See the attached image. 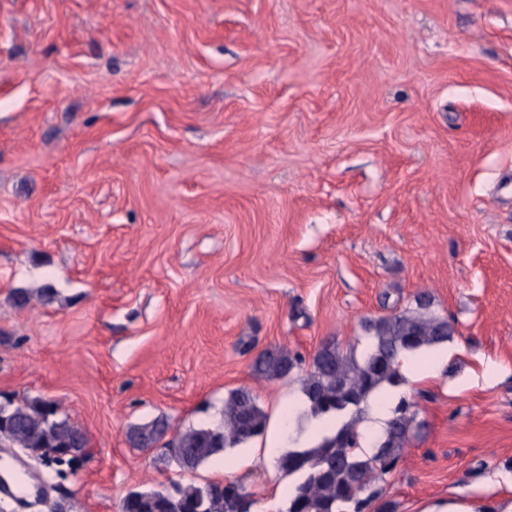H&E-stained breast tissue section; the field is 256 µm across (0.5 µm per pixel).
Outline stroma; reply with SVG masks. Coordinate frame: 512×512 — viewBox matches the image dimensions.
<instances>
[{
  "label": "stroma",
  "mask_w": 512,
  "mask_h": 512,
  "mask_svg": "<svg viewBox=\"0 0 512 512\" xmlns=\"http://www.w3.org/2000/svg\"><path fill=\"white\" fill-rule=\"evenodd\" d=\"M32 297L16 306L14 291ZM427 293L457 332L404 380L418 427L370 492L397 512L512 501V0H0V403L55 400L89 438L6 512H119L232 480L277 512L268 441L312 359ZM246 387L264 436L189 473L127 430L216 421ZM303 360L298 354L285 350H269L260 354L253 362L255 376L266 380H288L294 371L300 370Z\"/></svg>",
  "instance_id": "35a3bbf8"
}]
</instances>
